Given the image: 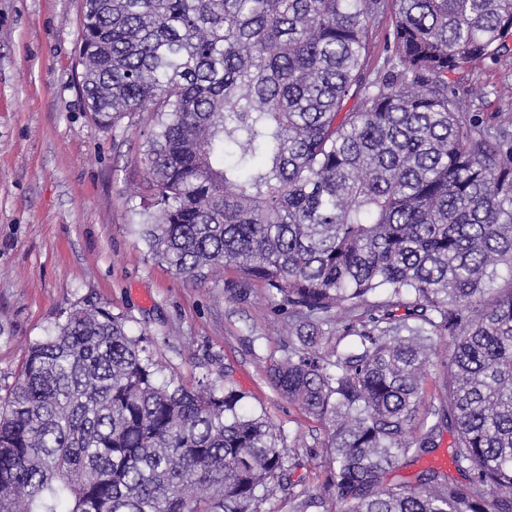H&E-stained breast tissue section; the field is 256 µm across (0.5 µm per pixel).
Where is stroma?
I'll return each instance as SVG.
<instances>
[{
    "label": "stroma",
    "mask_w": 512,
    "mask_h": 512,
    "mask_svg": "<svg viewBox=\"0 0 512 512\" xmlns=\"http://www.w3.org/2000/svg\"><path fill=\"white\" fill-rule=\"evenodd\" d=\"M81 0H0V387L26 347L86 300L147 328L170 376L228 370L247 402L290 438L325 432L267 381L284 331L263 289L227 300L217 275L194 286L146 253L132 212L146 189L149 113L108 132L91 120L77 65ZM465 111L512 131V66L484 59L452 86Z\"/></svg>",
    "instance_id": "35a3bbf8"
}]
</instances>
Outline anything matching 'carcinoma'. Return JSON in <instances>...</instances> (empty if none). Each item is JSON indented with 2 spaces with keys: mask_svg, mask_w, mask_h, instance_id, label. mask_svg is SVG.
Wrapping results in <instances>:
<instances>
[{
  "mask_svg": "<svg viewBox=\"0 0 512 512\" xmlns=\"http://www.w3.org/2000/svg\"><path fill=\"white\" fill-rule=\"evenodd\" d=\"M79 37L94 122L153 116L148 256L196 286L231 273V300L265 290L288 329L269 381L325 438L300 454L85 301L0 396V512H261L278 489L289 512H512V135L449 88L512 55V0H83ZM445 430L461 479L387 482ZM306 456L323 478L294 492ZM392 23L390 14L377 18L370 27L369 53L367 56L368 69L370 72L376 71L383 65L386 53L383 52V46L387 39L392 36Z\"/></svg>",
  "mask_w": 512,
  "mask_h": 512,
  "instance_id": "1",
  "label": "carcinoma"
}]
</instances>
